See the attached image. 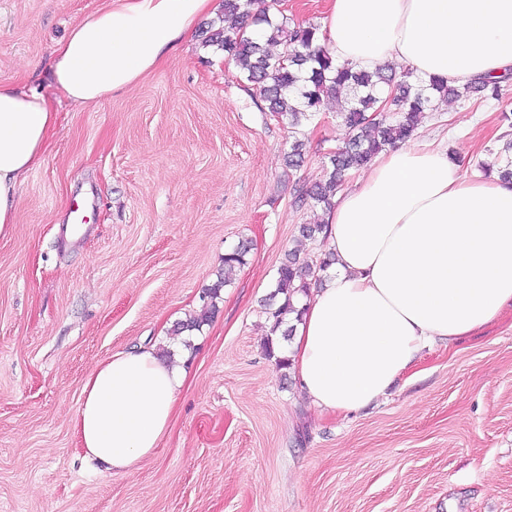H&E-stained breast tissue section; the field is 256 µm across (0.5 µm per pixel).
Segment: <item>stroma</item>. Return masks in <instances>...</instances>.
<instances>
[{"label": "stroma", "mask_w": 512, "mask_h": 512, "mask_svg": "<svg viewBox=\"0 0 512 512\" xmlns=\"http://www.w3.org/2000/svg\"><path fill=\"white\" fill-rule=\"evenodd\" d=\"M103 0H0V79L58 113L0 238V512H512V305L437 342L389 393L351 415L310 407L264 341L262 307L348 131L329 102L286 167L287 127L222 53L203 47L224 0L154 70L78 108L49 53ZM502 101L440 104L418 134L463 173L496 148ZM251 243L212 320L181 358L188 375L154 456L112 474L86 458L74 420L87 376L142 341L168 347L199 311L225 252Z\"/></svg>", "instance_id": "1"}]
</instances>
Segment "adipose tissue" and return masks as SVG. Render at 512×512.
Instances as JSON below:
<instances>
[{"mask_svg": "<svg viewBox=\"0 0 512 512\" xmlns=\"http://www.w3.org/2000/svg\"><path fill=\"white\" fill-rule=\"evenodd\" d=\"M211 4L107 0L52 50L55 87L76 106L103 103L190 41ZM319 42L355 70L394 63L461 88L512 69V0H327ZM57 121L43 95L0 80V236ZM327 222L333 270L304 298L291 354L319 411L361 412L425 347L470 335L512 304V184L494 172L466 178L434 141L374 157ZM185 383L152 345L99 363L74 421L86 456L110 472L138 469L168 435Z\"/></svg>", "mask_w": 512, "mask_h": 512, "instance_id": "adipose-tissue-1", "label": "adipose tissue"}]
</instances>
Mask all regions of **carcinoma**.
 <instances>
[{
  "instance_id": "obj_1",
  "label": "carcinoma",
  "mask_w": 512,
  "mask_h": 512,
  "mask_svg": "<svg viewBox=\"0 0 512 512\" xmlns=\"http://www.w3.org/2000/svg\"><path fill=\"white\" fill-rule=\"evenodd\" d=\"M277 0H224V17L235 19L234 25L212 30L205 45L223 52L231 60L240 76L259 91L267 111L290 129L299 130L303 122L320 112L325 102L342 94L347 106L339 113L348 129L347 141L329 153L325 178L310 186L295 189V201L311 200L329 210L341 190L346 175L369 163L388 147L410 141L418 128L422 112L435 101H469L474 97L500 99L504 82L509 76L497 79L479 78L463 88L448 85L433 78L429 84L415 79L410 71L396 73L386 64L372 72L353 71L336 66L327 49L316 43L319 26L308 23L288 25L271 14ZM280 44L283 52L274 54L270 46ZM306 158V144L294 138L285 156L291 169L302 166ZM499 177L512 180V141L505 144L503 154L497 157ZM327 225L315 220L299 227V237L288 250L277 268L276 290L266 302L267 319L271 323L265 348L275 355V339L279 333L287 338L292 328L284 327L286 316L300 317L302 310L294 296H308L309 278L329 268L334 258L327 255L313 264L303 256L304 245L326 235ZM250 245L242 242L224 253V272L203 290L204 296L216 300L230 281V275L247 263ZM284 301H276L278 294ZM215 305L202 309L185 321L176 323L173 333L180 335L202 328L214 314Z\"/></svg>"
}]
</instances>
